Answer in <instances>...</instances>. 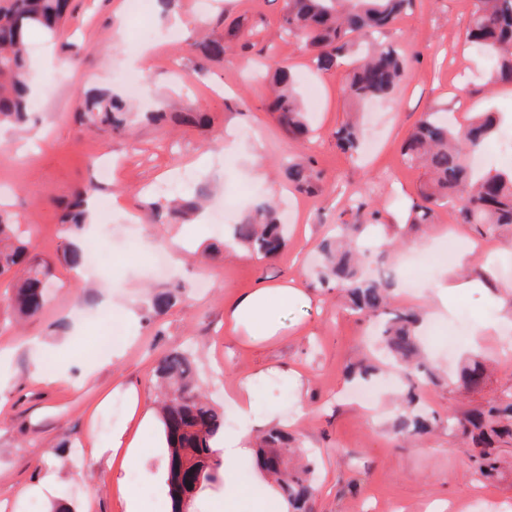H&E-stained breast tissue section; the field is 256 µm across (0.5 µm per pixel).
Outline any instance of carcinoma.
<instances>
[{
	"instance_id": "carcinoma-1",
	"label": "carcinoma",
	"mask_w": 512,
	"mask_h": 512,
	"mask_svg": "<svg viewBox=\"0 0 512 512\" xmlns=\"http://www.w3.org/2000/svg\"><path fill=\"white\" fill-rule=\"evenodd\" d=\"M410 0H286L279 29L312 52L320 70L336 67L347 54L357 55L343 94L362 102L388 95L405 75L406 57L394 45L373 43L380 29L397 20ZM71 8L70 0H0V125L23 127L30 108L29 69L26 43L34 30L55 32ZM467 41L495 54V81H512V0H473L466 32ZM203 60L219 63L228 46L221 40L197 43ZM294 80L287 70L273 75L270 107L283 128L293 135L309 131V115L302 110L293 90ZM129 104L106 94L86 98L80 119L88 126L109 125L122 130ZM497 122L487 113L464 129H452L436 112H424L405 141V163L424 168L429 181L412 202L408 221L431 224L436 209L451 207L460 224L484 227L494 232L512 226V172L479 175L469 163L475 150L494 134ZM338 144L356 152L361 147L357 125L345 122L337 131ZM288 181L310 190L319 180L312 161L288 162ZM91 190L75 195L62 224L79 230L86 224L85 202ZM351 208L363 215L364 223L349 224L332 243L322 249L318 283L346 294L353 311L380 324L378 339L382 354L404 369L409 380L401 392L403 402L392 429L401 437L422 436L437 424L432 413L420 404L412 380L433 383L437 374L422 359L418 336V316L393 305L396 281L386 270L365 279L360 274L358 238L366 223L379 222L380 211L368 210L364 201L352 199ZM31 228L0 216V276L17 270L11 288L10 306L21 318H31L46 307L52 283L46 264L26 259ZM285 225L274 206L264 202L234 225L231 246L242 245L262 258L275 256L286 246ZM63 257L71 267L86 261V252L67 240ZM158 408L168 441L167 494L172 512H191L198 494L219 483L221 462L214 457L211 442L224 430V408L211 403L196 375L192 354L174 350L163 356L154 373ZM484 367L473 361L464 365L457 377L458 387L478 389ZM448 429L467 439L474 448L470 456L473 472L487 479L502 475L505 460L501 449L512 447V392L501 395L484 408H473L462 415H448ZM299 452L290 446L288 432L274 428L265 433L257 449V463L276 482L288 499L292 512H313L315 466L312 459L288 469V461Z\"/></svg>"
}]
</instances>
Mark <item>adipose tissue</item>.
I'll return each instance as SVG.
<instances>
[{"label": "adipose tissue", "mask_w": 512, "mask_h": 512, "mask_svg": "<svg viewBox=\"0 0 512 512\" xmlns=\"http://www.w3.org/2000/svg\"><path fill=\"white\" fill-rule=\"evenodd\" d=\"M306 294L296 281L287 279L277 284L262 285L237 297L224 308L226 330L262 342L276 336L278 323L275 314L280 307L292 301L305 300ZM224 400L234 407L240 426L227 430L216 439L213 448L224 465V489L209 498V512H239V502L248 497L254 512H287V505L276 485L267 480L243 486L235 476L234 465L238 460L252 458L258 433L280 427L275 413L256 415L254 391L248 382H240L225 390Z\"/></svg>", "instance_id": "adipose-tissue-1"}]
</instances>
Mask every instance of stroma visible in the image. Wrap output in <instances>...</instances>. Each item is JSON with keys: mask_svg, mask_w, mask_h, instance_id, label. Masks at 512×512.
I'll use <instances>...</instances> for the list:
<instances>
[{"mask_svg": "<svg viewBox=\"0 0 512 512\" xmlns=\"http://www.w3.org/2000/svg\"><path fill=\"white\" fill-rule=\"evenodd\" d=\"M116 2L75 0L54 35H33L29 63L38 108L26 131L9 130L0 143V215L30 223L31 254L49 265L54 283L44 311L18 325L9 279L0 277V350L10 352L0 373V512L35 506L56 512L63 501L71 512H125L113 472L158 473L165 457L145 434L136 459L97 460L99 449L111 447L110 429L117 424L109 406L131 385L150 403L154 368L176 348L196 352L200 384L216 403L223 404L226 386L248 378L257 413L274 409L292 421L299 446L316 461L314 512H425L443 502L447 512H512V478L487 481L471 473L467 448L446 423L449 413L512 391V356L501 350L512 337V323L498 320L503 298L512 296V233L479 235L474 226L456 223L448 207L438 209L434 223L406 222L426 176L403 163L401 145L421 113L444 110L461 128L479 113L493 112L503 132L512 133V85L485 82L494 57L463 41L471 0H412L379 36L405 51V76L392 94L359 107L342 93L349 60L321 73L298 42L275 38L283 0H215L202 10L198 0H172L165 10L152 5L143 18L128 10L116 15ZM145 24L158 46L140 71L142 97L132 103L126 132L88 128L78 119L87 93L123 94V75L140 50L136 35ZM201 38L232 45L247 38L253 48L205 64L193 48ZM172 54L179 57L176 74L165 64ZM276 64L296 75L298 93L317 89L308 106L316 131L307 145L289 138L266 109V69ZM160 106L167 109L166 122H147L145 113ZM196 111L206 113L205 124L181 123L180 113ZM353 114L365 148L359 160L343 153L335 138ZM230 130L240 146L234 154L221 149ZM32 133L46 142L35 156L23 149ZM257 140L263 149L256 177L241 152ZM95 153L117 161L112 178L102 179L89 165ZM287 157L313 160L320 174L314 190L289 186L279 167ZM89 186L95 197L112 201V223L82 232L83 241H104L109 250L95 275L78 287L62 255L67 231L61 219L72 194ZM202 191L210 200L189 217L154 210ZM359 191L381 215L362 245L385 253L399 280L413 277L408 263L416 256L399 240L424 239L428 252L450 235L460 242L453 264L428 271L421 288L405 287L396 295L398 306L424 310L423 325L435 335L424 354L440 380L421 384L420 395L440 421L422 440L404 441L392 431L394 392L385 393L372 413L352 398L346 373L371 354L368 324L347 310L340 291L316 283L320 244L337 225L355 223L348 199ZM272 199L294 214L281 253L260 259L237 248L208 258L210 245L225 238L224 215L238 221L255 201ZM129 212L138 224H122ZM178 232L193 239V248L183 251L172 275L150 274L157 253L167 249L165 236ZM479 268L496 272L498 290L466 289L449 298L447 313L429 314L432 290L445 273L466 280ZM286 278L302 284L307 299L282 310L278 336L253 343L225 331L226 299ZM172 283L180 286L176 302L156 315L151 298ZM117 334L125 344L111 366H103L96 349ZM472 356L490 372L479 391L464 393L448 378ZM37 360L46 368L39 377L32 371ZM61 368L67 377L55 380ZM79 442L84 459L57 466L47 456L49 449ZM50 475L62 500L33 502L30 488Z\"/></svg>", "mask_w": 512, "mask_h": 512, "instance_id": "obj_1", "label": "stroma"}]
</instances>
